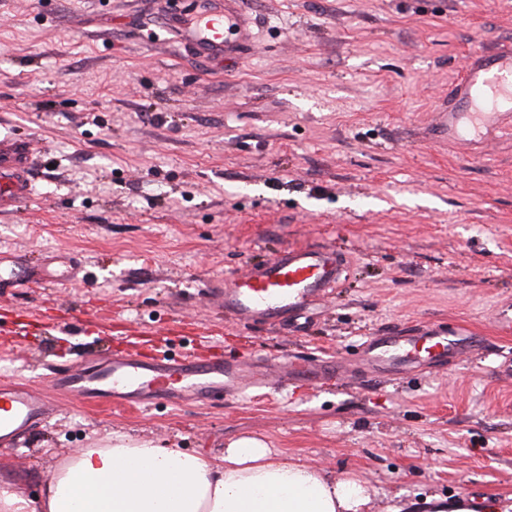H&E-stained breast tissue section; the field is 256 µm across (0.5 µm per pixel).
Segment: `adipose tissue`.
I'll return each mask as SVG.
<instances>
[{
  "mask_svg": "<svg viewBox=\"0 0 512 512\" xmlns=\"http://www.w3.org/2000/svg\"><path fill=\"white\" fill-rule=\"evenodd\" d=\"M371 501L356 477L329 476L247 437L215 459L119 438L77 449L37 497L0 484V512H369Z\"/></svg>",
  "mask_w": 512,
  "mask_h": 512,
  "instance_id": "obj_1",
  "label": "adipose tissue"
}]
</instances>
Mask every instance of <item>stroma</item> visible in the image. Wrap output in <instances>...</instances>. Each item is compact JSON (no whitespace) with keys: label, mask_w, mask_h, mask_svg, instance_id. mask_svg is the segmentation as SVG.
<instances>
[{"label":"stroma","mask_w":512,"mask_h":512,"mask_svg":"<svg viewBox=\"0 0 512 512\" xmlns=\"http://www.w3.org/2000/svg\"><path fill=\"white\" fill-rule=\"evenodd\" d=\"M205 0H0V139L27 142L32 196L0 213V254L76 258L75 281L0 288V375L159 352L333 357L423 324L480 357L392 385L279 384L199 405L89 409L0 449L26 497L79 448L123 437L206 458L254 437L372 493V512H472L512 496V138L482 153L423 140L475 50L512 48V0H240L253 38L205 60L168 30ZM336 249L337 287L289 325L225 319L230 279L284 247ZM112 320L111 336L11 335L16 307Z\"/></svg>","instance_id":"35a3bbf8"}]
</instances>
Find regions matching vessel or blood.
Wrapping results in <instances>:
<instances>
[{
	"instance_id": "obj_1",
	"label": "vessel or blood",
	"mask_w": 512,
	"mask_h": 512,
	"mask_svg": "<svg viewBox=\"0 0 512 512\" xmlns=\"http://www.w3.org/2000/svg\"><path fill=\"white\" fill-rule=\"evenodd\" d=\"M236 0H224L220 11L202 10L180 24L182 39L198 53H224L230 36L248 39ZM455 101L437 112L428 133L436 142L483 147L500 135L512 136V52L476 55L455 84ZM28 152L23 145L0 147V211L18 207L31 194ZM78 267L72 259L59 266L32 270L24 260L12 258L0 286L26 287L33 278L64 285ZM341 275V265L331 248H284L261 265L232 278L224 290V313L239 323L286 324L296 321L319 301ZM481 347L465 329L449 334L426 324L417 332H383L363 344L362 368L390 380L429 369L443 370L470 357ZM335 359H281L244 363L221 357L207 359L184 353L178 356L123 353L91 360L79 370L53 371L49 381L67 398L79 403L106 402L115 406L145 408L165 400L175 405L198 404L218 397L237 398L278 377L283 386H312L331 374L347 373ZM54 402L33 386L0 380V447L16 448L23 433L45 424Z\"/></svg>"
}]
</instances>
